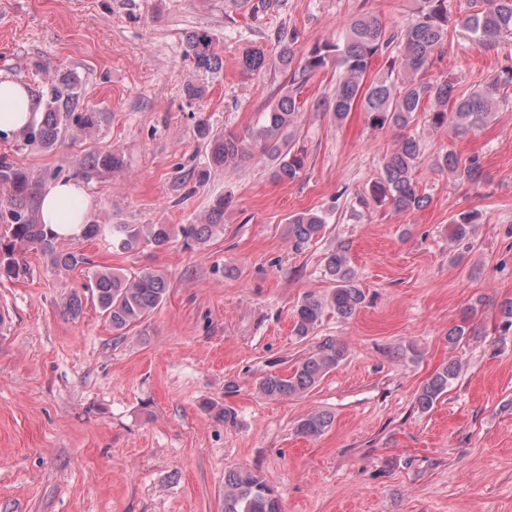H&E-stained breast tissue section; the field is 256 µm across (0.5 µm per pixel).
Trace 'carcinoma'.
<instances>
[{
  "instance_id": "cac0c4a2",
  "label": "carcinoma",
  "mask_w": 512,
  "mask_h": 512,
  "mask_svg": "<svg viewBox=\"0 0 512 512\" xmlns=\"http://www.w3.org/2000/svg\"><path fill=\"white\" fill-rule=\"evenodd\" d=\"M470 4L467 14L455 16L448 0H416L413 18L403 27L391 26L376 15H359L345 24L339 38L314 45L302 57L290 45L295 40L293 35L288 36L272 60L262 49L246 50L241 59L243 71L253 74L274 65L288 72V82L263 113L262 120L241 132L216 131L207 120H199L197 130L205 144L208 166H238L261 153L275 160L271 172L274 180H298L307 168L308 156L304 150L294 148L289 134L302 112L301 89L312 76L332 65L336 66L338 76L329 109L339 122L358 108L365 112L368 124L377 129L404 130L422 118L431 129L458 136L488 123L498 112L501 90L512 87L511 65L470 93L457 91L458 82L451 78L435 82L426 79L433 57L448 41L451 28H463L473 44L481 48L497 49L512 44V0H470ZM185 52L200 70L218 72L223 66L212 38L205 33L189 34ZM382 55L386 56L385 64L376 76L369 77L372 62ZM39 98L43 120L23 132L24 145L50 148L62 138L70 123L88 136L98 128L99 113L76 111L74 78L48 79ZM423 157L419 139L410 134L402 137L384 157L379 176L369 186L372 200L387 202L401 211L422 209L426 197L414 183L413 173ZM430 162L436 169L470 183L483 177V162L478 154L462 160L448 150ZM82 169L88 177L106 179L124 169V159L115 151L97 153L82 164ZM0 185L7 189L5 200L0 202V277L17 279L26 275L24 256L30 250L48 257L59 271L73 270L84 262L82 255L58 249L57 241L62 236L37 223L34 185L27 172L1 158ZM231 204L230 196L217 197L203 224H114L112 245L132 252L142 247L163 249L176 237L186 243H203L224 230V211ZM478 219L471 212L459 214L451 227V239L456 243L472 239ZM325 224L326 218L319 212H298L288 218V239L298 251L318 236ZM325 267L335 287L327 296L309 295L297 306L293 332L299 337L314 332L325 310L349 319L364 303L365 294L357 284L347 247L341 245L331 251ZM88 279L87 288L100 313L112 332L119 335L145 321L169 292L168 280L158 270L131 275L104 267L89 273ZM500 315L498 329L505 336L512 332V298L501 302ZM346 353L343 343L327 339L292 372L267 376L259 390L271 399L300 397L335 369ZM460 372V364L448 362L422 386L416 397L418 408L430 410ZM331 424L330 415L315 412L300 420L296 431L303 437H318ZM224 512H281V507L273 489L259 474L232 469L224 475Z\"/></svg>"
}]
</instances>
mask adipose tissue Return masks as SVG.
Wrapping results in <instances>:
<instances>
[{
  "label": "adipose tissue",
  "instance_id": "ef3b65f1",
  "mask_svg": "<svg viewBox=\"0 0 512 512\" xmlns=\"http://www.w3.org/2000/svg\"><path fill=\"white\" fill-rule=\"evenodd\" d=\"M42 114L30 88L16 79H0V138L11 139L26 127L38 124ZM93 210V198L83 181L59 180L39 196L40 223L65 237L80 236Z\"/></svg>",
  "mask_w": 512,
  "mask_h": 512
}]
</instances>
